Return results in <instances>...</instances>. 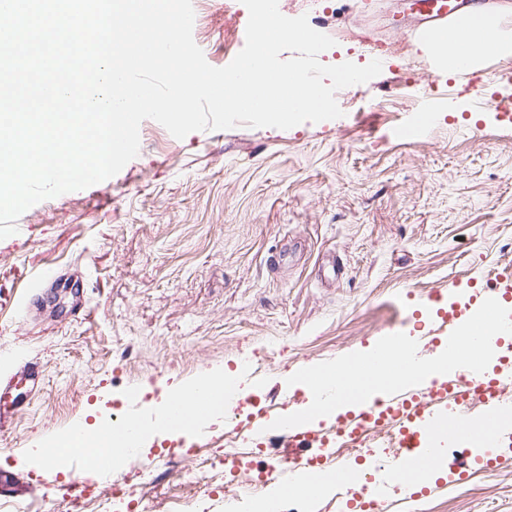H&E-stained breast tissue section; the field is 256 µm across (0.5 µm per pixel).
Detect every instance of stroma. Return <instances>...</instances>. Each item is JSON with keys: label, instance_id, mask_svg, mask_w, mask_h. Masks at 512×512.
Here are the masks:
<instances>
[{"label": "stroma", "instance_id": "1", "mask_svg": "<svg viewBox=\"0 0 512 512\" xmlns=\"http://www.w3.org/2000/svg\"><path fill=\"white\" fill-rule=\"evenodd\" d=\"M412 0H354L348 22L323 29L327 65L361 63L343 31L368 26L423 61ZM193 38L214 67L244 46L240 0H192ZM448 73L430 101L434 128L405 139L397 128L422 105L400 64L337 96L340 118L288 130L237 126L173 137L147 119L140 149L115 176L44 200L0 240V379L14 378L0 410V471L19 475L23 502L0 512H224V489L242 474L278 467L283 448L241 434L239 470L207 468L235 427L287 415L308 403L287 377L301 368L367 351L389 334L414 339L432 358L448 340L437 311L467 302L490 278L512 272V119L475 111L466 78L448 95ZM47 268L67 282L30 287ZM440 291V301L430 298ZM45 367L38 392L17 375ZM216 367L248 388L237 413L204 437L162 438L124 462L145 484L113 497L112 481L36 464L45 447L80 423L121 419L129 405L160 400L162 387ZM495 448H474L471 470L498 467L472 495L446 453L436 512H512V426L496 425ZM86 486L80 499L71 484Z\"/></svg>", "mask_w": 512, "mask_h": 512}]
</instances>
